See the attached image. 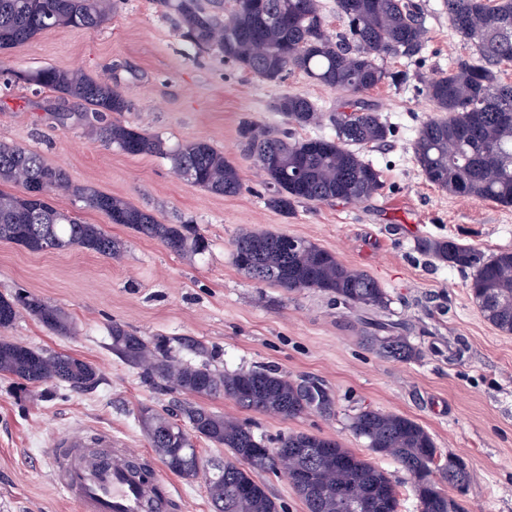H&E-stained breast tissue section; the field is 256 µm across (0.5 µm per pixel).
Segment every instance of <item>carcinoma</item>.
Segmentation results:
<instances>
[{
    "label": "carcinoma",
    "instance_id": "obj_1",
    "mask_svg": "<svg viewBox=\"0 0 512 512\" xmlns=\"http://www.w3.org/2000/svg\"><path fill=\"white\" fill-rule=\"evenodd\" d=\"M178 17L182 36L203 52L218 48L224 58L257 78L278 82L298 70L311 80L352 94L364 93L391 78L379 61L410 56L422 46L425 29L412 0H336L347 22L341 39L327 33L319 0H159ZM448 22L476 51V59L458 61L448 72L424 82L427 97L442 116L418 131L415 158L426 180L449 193L512 206V84L503 83L498 66L512 61V0H446ZM112 0H0V51L24 44L59 27L94 32L111 18ZM28 84L52 89L94 112L93 134L127 155H159L175 173L214 194L241 191L238 170L224 153L205 140L168 147L157 135L110 120L107 114L128 110L126 98L82 71L53 67L20 75ZM352 111L328 116L334 134L294 139L283 131L262 132L250 123L239 128L243 151L263 173L269 207L288 214L298 203L362 201L382 189L380 171L360 150L384 142L390 134L377 112L362 102ZM276 110L288 124L306 127L321 118L308 98L283 95ZM16 185V193L5 190ZM65 192L80 206L104 214L138 235L158 241L184 257L204 254L209 243L193 224H163L150 211L123 197L91 186L73 185L65 172L42 156L0 142V241L32 252L82 250L119 258L125 244L97 224H82L52 204ZM285 234L244 231L233 242L235 265L258 282L287 291L317 289L346 307L386 311L388 296L369 274L347 267L335 254L304 238L288 248ZM425 250L452 267L471 273L470 291L482 316L498 330L512 333V251L492 256L452 239H430ZM61 335L74 333L65 311L29 292L0 296V328L13 325L20 312ZM379 333L367 342L387 358L409 359L417 351L392 325L375 323ZM112 352L143 370L152 382L186 396L172 411L144 406L138 422L150 445L169 470L193 479L200 472L195 440L223 448L228 457L212 463L206 489L215 512H279L281 506L255 473L280 468L297 453L307 475L295 484L307 512H358L356 496L369 500L368 512H400L401 498L389 474L341 443L304 432L281 437L277 446L246 424L215 413L189 397H227L245 410L283 419L314 406L329 407L331 397L314 384L288 378L275 369L226 372L212 364L213 355L200 341L153 336L146 338L114 322ZM193 351L200 361L185 362L176 348ZM0 375L28 385L64 382L74 388L97 381L96 368L73 356L0 339ZM352 432L376 455L397 462L412 480L419 512H462L441 487L469 485L467 464L459 457L438 462L433 438L414 419L402 414L364 409L351 418Z\"/></svg>",
    "mask_w": 512,
    "mask_h": 512
}]
</instances>
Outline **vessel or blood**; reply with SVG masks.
Returning <instances> with one entry per match:
<instances>
[{
  "label": "vessel or blood",
  "mask_w": 512,
  "mask_h": 512,
  "mask_svg": "<svg viewBox=\"0 0 512 512\" xmlns=\"http://www.w3.org/2000/svg\"><path fill=\"white\" fill-rule=\"evenodd\" d=\"M85 444L70 433L49 453L52 479L78 512H175L178 490L147 454L121 446L89 452Z\"/></svg>",
  "instance_id": "obj_1"
}]
</instances>
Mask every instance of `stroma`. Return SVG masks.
I'll return each instance as SVG.
<instances>
[{
    "mask_svg": "<svg viewBox=\"0 0 512 512\" xmlns=\"http://www.w3.org/2000/svg\"><path fill=\"white\" fill-rule=\"evenodd\" d=\"M415 2L425 28L420 51L383 62L405 81H387L359 96L393 130L386 142L362 151L380 170L382 189L362 202L301 203L287 216L266 205L260 173L241 149L239 126L288 127L273 108L285 94L306 96L325 115L340 109L347 92L298 71L265 82L219 51H197L157 0H118L97 32L55 28L0 53L1 142L37 151L65 170L72 184L126 198L162 223L193 222L210 242L205 254L182 257L63 193L54 196V205L124 240L122 257L31 252L0 242V294L39 295L62 307L75 326L74 335L59 336L23 313L0 328V339L69 354L98 371L91 387L56 383L26 392L0 376V512H76L46 461L48 448L65 432L84 434L93 450L100 434L109 433L126 447L150 452L137 411L144 405L164 410L174 395L112 353L107 327L114 321L148 338L201 341L223 370L271 366L328 390L330 410L313 408L288 420L240 409L225 397L207 400L212 411L271 440L307 432L367 458L370 450L350 429L352 415L368 407L413 418L442 456L466 462L469 488L458 498L463 512H512V334L483 318L469 272L419 248L422 240L450 237L487 255L512 250V206L450 195L430 184L416 162L418 130L437 115L425 80L475 52L451 28L444 0ZM45 67L108 80L129 104L121 121L168 144L208 141L237 166L242 190L215 195L177 177L166 159L105 146L91 133L84 105L22 81L23 73ZM59 112L69 113V120L58 122ZM291 130L298 138L332 132L325 119ZM245 230L310 240L377 279L399 319L425 326L426 335L409 339L417 356H381L365 341L359 312L333 305L321 291L287 292L239 270L233 241ZM456 342L463 351L452 359L448 347Z\"/></svg>",
    "mask_w": 512,
    "mask_h": 512,
    "instance_id": "stroma-1",
    "label": "stroma"
}]
</instances>
